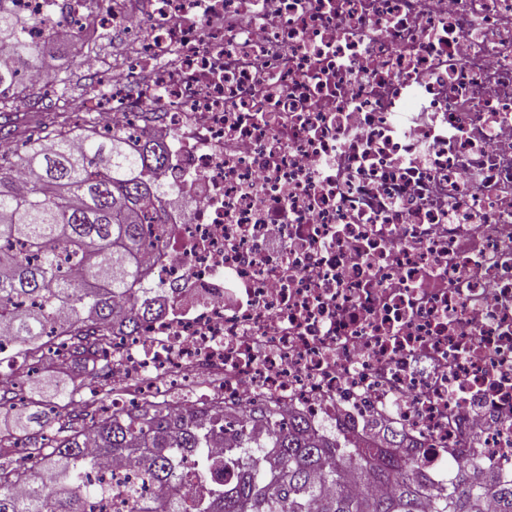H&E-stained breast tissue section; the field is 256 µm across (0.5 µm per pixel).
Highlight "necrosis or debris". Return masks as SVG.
Returning a JSON list of instances; mask_svg holds the SVG:
<instances>
[{"label":"necrosis or debris","instance_id":"necrosis-or-debris-1","mask_svg":"<svg viewBox=\"0 0 512 512\" xmlns=\"http://www.w3.org/2000/svg\"><path fill=\"white\" fill-rule=\"evenodd\" d=\"M27 36L88 21L131 58L66 102L166 147V307L112 339L113 408L267 406L403 438L438 483L512 475V0H9ZM84 512L170 490L87 474Z\"/></svg>","mask_w":512,"mask_h":512}]
</instances>
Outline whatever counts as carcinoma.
<instances>
[{
	"mask_svg": "<svg viewBox=\"0 0 512 512\" xmlns=\"http://www.w3.org/2000/svg\"><path fill=\"white\" fill-rule=\"evenodd\" d=\"M0 0V140L14 135L12 116L27 97L21 75L44 70L49 51L72 48L49 39L29 41L30 21ZM36 138L11 156L0 154V326L17 340L18 353L0 356V406L39 407L20 380L26 356L37 357L46 338L59 332L66 365L87 353L108 357L110 336H139L162 308L137 294L147 270L139 255L151 244L148 226L163 223L158 208L161 176L169 157L155 140L123 131L104 135L86 114L74 121L63 106L42 108ZM27 173L25 185L16 172ZM94 391L85 409L63 416L57 431L27 432L26 454L0 464V512H83L99 493L85 474L117 457L138 461L146 479L173 489L156 505L133 501L130 512H512V480L491 469L481 479L463 470L434 484L423 463L393 438L370 445L348 435L328 439L313 433L304 417L280 427L276 413L257 412L266 432L254 434L242 417L226 427L228 412L188 406L175 414L145 404L102 415ZM224 448V457L212 449ZM199 463L202 490L186 485L180 463ZM230 470L232 478L221 473ZM351 479L357 491L339 486ZM389 491L378 494L375 488Z\"/></svg>",
	"mask_w": 512,
	"mask_h": 512,
	"instance_id": "cac0c4a2",
	"label": "carcinoma"
}]
</instances>
